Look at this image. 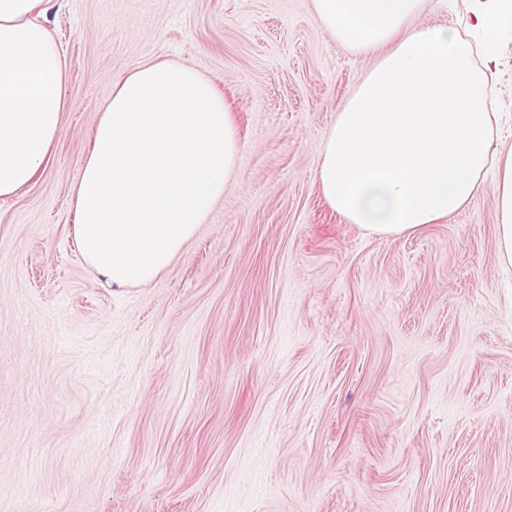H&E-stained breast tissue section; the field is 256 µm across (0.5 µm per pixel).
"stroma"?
Segmentation results:
<instances>
[{"label":"stroma","mask_w":512,"mask_h":512,"mask_svg":"<svg viewBox=\"0 0 512 512\" xmlns=\"http://www.w3.org/2000/svg\"><path fill=\"white\" fill-rule=\"evenodd\" d=\"M68 108L0 201V512H512V266L496 201L420 232L345 223L314 181L377 61L311 0H51ZM493 102L512 146V16ZM233 97L237 176L151 283L74 243L72 188L124 70Z\"/></svg>","instance_id":"stroma-1"}]
</instances>
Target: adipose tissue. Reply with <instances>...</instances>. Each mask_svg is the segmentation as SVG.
I'll return each mask as SVG.
<instances>
[{
    "mask_svg": "<svg viewBox=\"0 0 512 512\" xmlns=\"http://www.w3.org/2000/svg\"><path fill=\"white\" fill-rule=\"evenodd\" d=\"M427 0H311L337 42L378 54L323 142L314 180L345 223L372 236L441 224L484 191L496 200L499 254L512 265V148L496 144L488 103L495 36L512 0H467L474 45L421 23ZM45 0H0V201L53 163L63 114L64 57ZM233 103L195 67L138 64L112 85L73 189L71 234L107 285L154 280L196 233L238 172Z\"/></svg>",
    "mask_w": 512,
    "mask_h": 512,
    "instance_id": "ef3b65f1",
    "label": "adipose tissue"
}]
</instances>
